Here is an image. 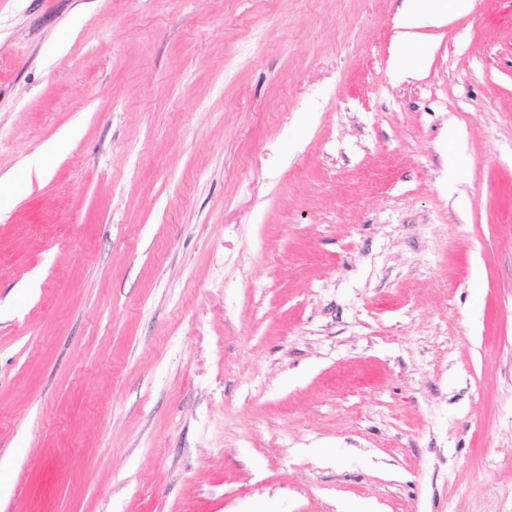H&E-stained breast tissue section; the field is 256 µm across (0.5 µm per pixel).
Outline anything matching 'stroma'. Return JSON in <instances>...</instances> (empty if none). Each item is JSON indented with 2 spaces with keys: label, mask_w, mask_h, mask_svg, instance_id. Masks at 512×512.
Listing matches in <instances>:
<instances>
[{
  "label": "stroma",
  "mask_w": 512,
  "mask_h": 512,
  "mask_svg": "<svg viewBox=\"0 0 512 512\" xmlns=\"http://www.w3.org/2000/svg\"><path fill=\"white\" fill-rule=\"evenodd\" d=\"M400 4L0 0V512H512V0ZM397 14L396 44L399 50L391 58L397 74L420 73L432 49L419 30L444 26L471 13L475 0H402Z\"/></svg>",
  "instance_id": "obj_1"
}]
</instances>
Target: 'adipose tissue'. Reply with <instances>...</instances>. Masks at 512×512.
Wrapping results in <instances>:
<instances>
[{
  "mask_svg": "<svg viewBox=\"0 0 512 512\" xmlns=\"http://www.w3.org/2000/svg\"><path fill=\"white\" fill-rule=\"evenodd\" d=\"M474 0H403L397 14V52L391 59L395 73L421 72L432 49L423 28L444 26L471 13Z\"/></svg>",
  "mask_w": 512,
  "mask_h": 512,
  "instance_id": "ef3b65f1",
  "label": "adipose tissue"
}]
</instances>
